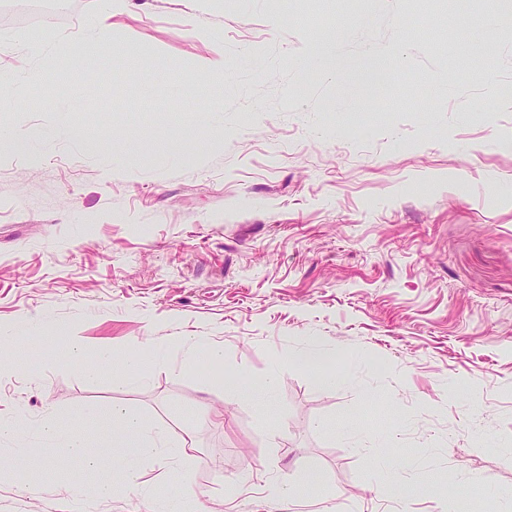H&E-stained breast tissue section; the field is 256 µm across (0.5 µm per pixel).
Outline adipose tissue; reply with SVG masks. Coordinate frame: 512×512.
<instances>
[{
    "instance_id": "1",
    "label": "adipose tissue",
    "mask_w": 512,
    "mask_h": 512,
    "mask_svg": "<svg viewBox=\"0 0 512 512\" xmlns=\"http://www.w3.org/2000/svg\"><path fill=\"white\" fill-rule=\"evenodd\" d=\"M63 354L66 361L86 376H96L100 368H116L120 372L119 380L124 384H143L148 381L155 365L162 363L159 355H149L146 348L128 351L123 356H115L111 348L101 346L89 351L86 344L77 337L67 339L64 348H57L56 339L46 336L42 339V348L27 356L24 368ZM290 363L316 373L320 386L333 388L341 384V377L329 370L331 355L316 338H309L301 348L288 356ZM226 396L246 398L262 406L272 405L280 383L279 369H272L260 380L244 374L222 377L218 380ZM112 445L122 451L119 472L128 482H136L141 470L149 464L168 461L170 455L187 456L185 447L169 450L162 432L155 421L141 417L122 406L112 407ZM36 431L39 438L48 444L68 450L69 454L82 457L84 467L97 470L98 455L92 452V442L85 432L67 427L58 421H47Z\"/></svg>"
}]
</instances>
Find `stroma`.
<instances>
[{
    "label": "stroma",
    "mask_w": 512,
    "mask_h": 512,
    "mask_svg": "<svg viewBox=\"0 0 512 512\" xmlns=\"http://www.w3.org/2000/svg\"><path fill=\"white\" fill-rule=\"evenodd\" d=\"M27 2L0 0V357L39 346L21 328L34 316L89 350L166 361L144 387L63 360L0 368V420L108 443L111 421L79 412L122 405L192 456L102 500L80 457L28 436L46 463L30 479L6 442L0 512H76V485L94 512H156L174 469L200 512H271L268 480L310 471L321 485L286 512H464L469 494L512 512V37L480 27L486 0L465 20L455 0ZM348 16L363 22L338 33ZM309 20L335 38V75L300 63ZM102 22L112 49L86 56L77 35ZM77 73L92 79L74 95ZM30 131V154L8 149ZM186 334L222 344L228 374L281 361L275 405L181 372ZM312 336L353 385L285 362ZM381 431L394 473L417 465L433 495L367 490Z\"/></svg>",
    "instance_id": "stroma-1"
}]
</instances>
